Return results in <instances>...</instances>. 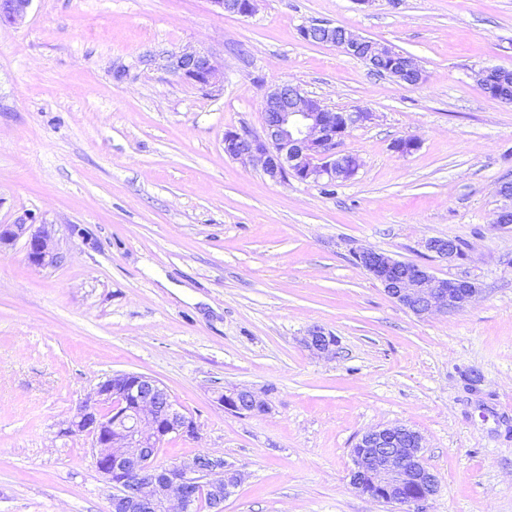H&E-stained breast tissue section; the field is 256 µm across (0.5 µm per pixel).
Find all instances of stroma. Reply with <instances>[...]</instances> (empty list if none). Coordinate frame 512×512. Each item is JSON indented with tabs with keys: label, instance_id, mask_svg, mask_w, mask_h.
<instances>
[{
	"label": "stroma",
	"instance_id": "stroma-1",
	"mask_svg": "<svg viewBox=\"0 0 512 512\" xmlns=\"http://www.w3.org/2000/svg\"><path fill=\"white\" fill-rule=\"evenodd\" d=\"M310 22L387 42L427 79L307 43ZM158 50L211 54L223 89L140 64ZM491 65L512 69V0H260L249 18L211 0H32L0 24V224L30 215L62 253L37 269L23 241L0 248V512H107L90 438L60 430L120 372L159 380L198 424L158 464L215 453L244 472L224 512H394L349 485L358 435L388 424L425 439L439 491L419 512H512V231L492 225L512 103L472 76ZM273 82L376 113L340 145L354 179L275 182L225 155V130L261 132ZM407 136L419 148L395 153ZM431 237L464 258H429ZM360 246L482 293L417 317L355 265ZM315 325L335 358L303 346ZM235 385L268 411L220 409Z\"/></svg>",
	"mask_w": 512,
	"mask_h": 512
}]
</instances>
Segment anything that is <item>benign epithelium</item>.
I'll list each match as a JSON object with an SVG mask.
<instances>
[{
    "label": "benign epithelium",
    "instance_id": "benign-epithelium-1",
    "mask_svg": "<svg viewBox=\"0 0 512 512\" xmlns=\"http://www.w3.org/2000/svg\"><path fill=\"white\" fill-rule=\"evenodd\" d=\"M31 2L0 0V23H21ZM212 4L225 14L242 17L255 14L257 9V0H212ZM319 35L321 44L335 46L399 82L409 75L415 86L426 80L419 60L387 43L351 29L344 31L338 43L336 27L323 22L300 29L301 38L307 42ZM141 63L210 91L224 81L223 67L212 56L197 51L162 52ZM510 71L502 66L481 67L474 78L488 97L500 99L506 92L503 75ZM262 106V132L225 131L224 153L229 158L261 167L273 181L292 178L323 184L346 182L356 175L360 163L346 165L338 147L350 130L371 122L373 113L360 108L335 111L292 84L270 87ZM497 195L501 205L492 224L509 230L512 182L499 183ZM29 220L24 215L12 224H1L0 245L23 238L31 266L57 265L61 255L54 237L43 225L32 229ZM424 248L448 263L461 258L456 243L447 238H429ZM353 258L389 297L418 317L462 312L481 294L479 284L472 279L440 278L426 266L399 260L379 249L361 247L353 251ZM303 343L318 356L335 355L336 337L321 326L310 328ZM216 402L238 416L268 407L267 400L250 388H227ZM63 433L91 436L95 467L112 485L108 512H194L202 491L209 499L210 512H224V501L243 480L239 470L213 453L199 454L188 463L156 464L164 441L193 438L198 425L161 382L145 374L118 373L99 383L78 406ZM422 448L423 436L404 424L365 431L352 448L351 487L376 502L395 504L401 512H415L439 489L437 477L422 461Z\"/></svg>",
    "mask_w": 512,
    "mask_h": 512
}]
</instances>
